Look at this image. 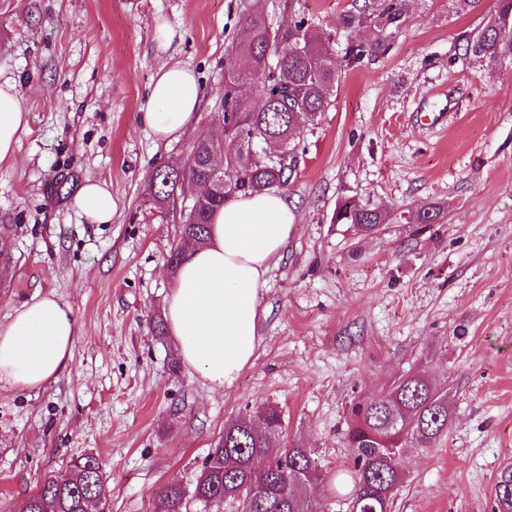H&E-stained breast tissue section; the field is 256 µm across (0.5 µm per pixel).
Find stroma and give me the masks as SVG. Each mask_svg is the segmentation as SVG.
Instances as JSON below:
<instances>
[{
  "instance_id": "stroma-1",
  "label": "stroma",
  "mask_w": 512,
  "mask_h": 512,
  "mask_svg": "<svg viewBox=\"0 0 512 512\" xmlns=\"http://www.w3.org/2000/svg\"><path fill=\"white\" fill-rule=\"evenodd\" d=\"M252 4L0 0V74L29 114L15 160L0 165V322L44 294L77 322L55 381L0 383V512H19L85 453L102 465L109 512H154L168 481L193 485L226 421L267 403L282 412L284 442L320 461L316 512H345L334 482H355L350 404L411 369L447 386L452 422L438 447L402 457L392 512H494L493 485L512 466V62L484 75L462 51L494 0L469 13L413 0L402 28L357 65L343 59L340 24L355 0H294L330 37L339 80L328 111L296 137L282 188L294 229L257 293L252 364L211 389L175 338L153 330L180 219L154 207L149 176L218 135L228 52ZM158 18L177 32L165 52ZM166 62L189 65L204 91L196 123L167 145L135 121ZM89 178L112 192L111 223L73 205ZM343 196L388 223L368 238L333 225ZM430 203L442 223H406Z\"/></svg>"
}]
</instances>
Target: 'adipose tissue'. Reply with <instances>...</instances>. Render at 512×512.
Listing matches in <instances>:
<instances>
[{
  "label": "adipose tissue",
  "instance_id": "obj_1",
  "mask_svg": "<svg viewBox=\"0 0 512 512\" xmlns=\"http://www.w3.org/2000/svg\"><path fill=\"white\" fill-rule=\"evenodd\" d=\"M202 97L192 68L161 64L136 121L156 142L177 140L194 123ZM27 126L14 81L0 79V163L14 159ZM74 207L91 223L112 221V194L100 181L86 180ZM293 226V206L284 194L232 195L212 216L207 245L187 252L173 277L164 316L178 357L214 389L231 387L252 363L257 292ZM76 336L70 305L55 295L23 304L0 323V383L26 390L57 379L69 365Z\"/></svg>",
  "mask_w": 512,
  "mask_h": 512
}]
</instances>
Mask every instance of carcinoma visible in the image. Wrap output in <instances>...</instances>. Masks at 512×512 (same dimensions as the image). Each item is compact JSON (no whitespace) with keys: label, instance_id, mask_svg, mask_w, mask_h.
I'll list each match as a JSON object with an SVG mask.
<instances>
[{"label":"carcinoma","instance_id":"1","mask_svg":"<svg viewBox=\"0 0 512 512\" xmlns=\"http://www.w3.org/2000/svg\"><path fill=\"white\" fill-rule=\"evenodd\" d=\"M410 0H375L343 14V28L354 33L345 58L358 64L373 55L376 44L359 32L376 29L383 37L399 30ZM464 56L484 74L512 60V0H497L484 27L465 35ZM266 80L264 102L255 107L241 94L247 84ZM339 79L329 41L317 35L303 17L274 25L263 6L244 16L239 41L224 69V102L219 123L222 138L199 139L177 164L151 173L153 200L160 208L175 205L183 182L196 196L182 216L180 236L189 249L206 244L212 214L232 194L262 193L286 185L296 167L297 133L326 111ZM437 205L409 213V224H439ZM386 216L377 208L343 197L331 223L343 224L359 236L380 232ZM451 409L447 389L419 372L395 379L375 399L356 402L345 434L356 482L347 493L348 512H388L406 475L402 457L412 450L435 448L448 434ZM283 419L273 405L224 425V435L202 462L192 488L177 480L163 485L155 512H186L187 498L205 507L224 501L241 512H313L307 489L323 480L309 448L281 445ZM498 512H512V468L495 485ZM27 512H96L108 508L105 481L98 459L83 454L69 461L62 479L49 476L24 503Z\"/></svg>","mask_w":512,"mask_h":512}]
</instances>
